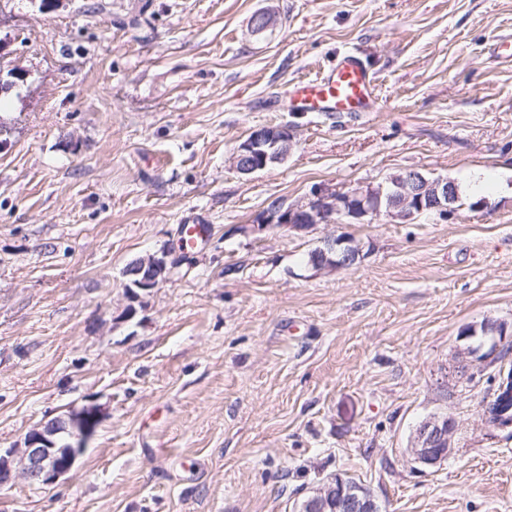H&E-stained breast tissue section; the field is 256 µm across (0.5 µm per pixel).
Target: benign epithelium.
Returning a JSON list of instances; mask_svg holds the SVG:
<instances>
[{
    "label": "benign epithelium",
    "instance_id": "benign-epithelium-1",
    "mask_svg": "<svg viewBox=\"0 0 512 512\" xmlns=\"http://www.w3.org/2000/svg\"><path fill=\"white\" fill-rule=\"evenodd\" d=\"M274 26V16L269 11H258L251 18V28L257 33ZM19 73L10 68L7 54L0 45V94L11 91ZM295 146V135L289 125L262 126L253 129L241 141L233 153L235 170L244 176L262 171L284 162ZM383 186L366 190L352 189L314 193V199L305 206L290 207L271 215L269 223L279 227L304 231L315 224H338L345 219L362 221L381 214L380 205L374 197L382 195ZM397 205L390 214L409 219L425 210H435L442 220L455 214L456 189L443 180H429L417 170H406L395 181ZM332 252L339 254V266L351 265L359 255V248L351 240L337 237L327 241ZM168 272L166 255H150L131 262L124 270L127 304L123 318L130 320L137 314L135 303L141 293L157 287ZM478 326L458 334L465 348L448 365L445 378L458 379L470 372L474 361L466 349ZM494 329L500 338L493 342L484 360L498 357L504 347L512 344V325L498 321ZM103 418L102 409L95 404L72 406L65 412L49 418L24 437L23 443L0 451V489L10 488L19 481L33 487H47L67 476L78 464L88 442L95 435ZM456 425L448 415H433L423 420L415 429L409 452L414 460L426 467H436L448 459L454 450ZM298 512H375V503L370 498L347 490L342 481H337L313 490L302 500Z\"/></svg>",
    "mask_w": 512,
    "mask_h": 512
}]
</instances>
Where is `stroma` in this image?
<instances>
[{
    "label": "stroma",
    "mask_w": 512,
    "mask_h": 512,
    "mask_svg": "<svg viewBox=\"0 0 512 512\" xmlns=\"http://www.w3.org/2000/svg\"><path fill=\"white\" fill-rule=\"evenodd\" d=\"M260 10L276 24L257 34ZM504 35L512 0H0L25 76L0 98V448L104 411L66 479L0 489V512H296L336 475L381 512H512V436L480 421L512 351L440 384L462 326L512 324ZM347 53L377 111H278ZM282 124L288 159L238 174V143ZM409 169L462 185L452 219L266 224ZM187 224L207 232L183 250ZM340 235L360 258L313 267ZM162 251L167 279L123 319L124 270ZM434 413L455 448L426 468L409 447Z\"/></svg>",
    "instance_id": "35a3bbf8"
}]
</instances>
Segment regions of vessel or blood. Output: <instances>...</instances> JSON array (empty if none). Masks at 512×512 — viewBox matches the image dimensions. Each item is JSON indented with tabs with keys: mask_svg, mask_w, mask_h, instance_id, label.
Masks as SVG:
<instances>
[{
	"mask_svg": "<svg viewBox=\"0 0 512 512\" xmlns=\"http://www.w3.org/2000/svg\"><path fill=\"white\" fill-rule=\"evenodd\" d=\"M375 77L363 59L345 54L332 67L315 77L293 83L284 111L319 113L326 117L355 116L377 108Z\"/></svg>",
	"mask_w": 512,
	"mask_h": 512,
	"instance_id": "b4317fda",
	"label": "vessel or blood"
}]
</instances>
